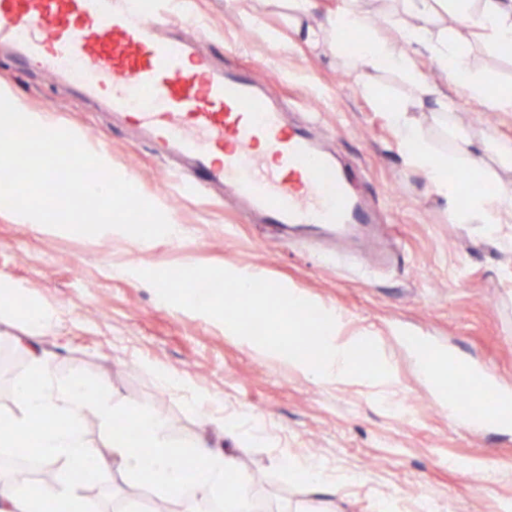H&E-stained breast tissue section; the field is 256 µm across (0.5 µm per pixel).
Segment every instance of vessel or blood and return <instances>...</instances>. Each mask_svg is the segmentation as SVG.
<instances>
[{
	"label": "vessel or blood",
	"mask_w": 512,
	"mask_h": 512,
	"mask_svg": "<svg viewBox=\"0 0 512 512\" xmlns=\"http://www.w3.org/2000/svg\"><path fill=\"white\" fill-rule=\"evenodd\" d=\"M189 24L140 0H0V44L132 118L177 160L188 192L227 188L245 214L269 224L346 235L371 223L349 171L288 125L249 74L215 67ZM440 388L449 412L471 423L498 408L488 370L460 358H449Z\"/></svg>",
	"instance_id": "1"
}]
</instances>
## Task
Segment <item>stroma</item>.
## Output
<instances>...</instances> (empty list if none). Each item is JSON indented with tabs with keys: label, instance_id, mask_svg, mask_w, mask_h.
<instances>
[{
	"label": "stroma",
	"instance_id": "1",
	"mask_svg": "<svg viewBox=\"0 0 512 512\" xmlns=\"http://www.w3.org/2000/svg\"><path fill=\"white\" fill-rule=\"evenodd\" d=\"M185 2L204 34L202 50L224 68L252 70L287 119L352 172L375 222L339 238L253 221L227 192L185 193L170 181L169 155L128 120L39 64L0 56V79L24 105L106 153L113 170L184 230L178 238L103 240L18 224L0 208V283L19 291L0 304V358L10 359L0 367V419L20 412L14 389L33 378L20 343L35 335L58 375L99 382L129 412L160 418L174 445L205 436L235 449L242 479H267L264 512H512V429L448 418L404 342L415 336L454 350L512 388V224L491 236L459 221L427 172L409 163L388 109L405 110L435 164L445 162L455 126L478 143L512 142V112L466 97L429 51L415 53V67L452 103L444 114L417 107L401 71L383 67L357 80L353 46L308 39L309 28L353 3L364 17L354 38L400 53L396 28L413 21L407 0H314L306 13L288 0ZM430 30L433 41L466 43L475 82L512 88V57L481 30L441 8ZM196 265L250 269L337 311L347 332L377 333L394 380L320 382L227 335L221 322L163 303L137 275ZM36 303L57 312L39 331L26 318ZM164 371L184 385L162 380ZM309 461L322 466L321 481L302 476ZM43 472L51 483L75 484L88 512H109L114 502L121 512H153L162 497L119 472L95 495L61 466Z\"/></svg>",
	"mask_w": 512,
	"mask_h": 512
}]
</instances>
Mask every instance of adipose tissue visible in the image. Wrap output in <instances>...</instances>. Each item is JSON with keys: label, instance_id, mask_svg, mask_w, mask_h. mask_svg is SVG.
Here are the masks:
<instances>
[{"label": "adipose tissue", "instance_id": "obj_1", "mask_svg": "<svg viewBox=\"0 0 512 512\" xmlns=\"http://www.w3.org/2000/svg\"><path fill=\"white\" fill-rule=\"evenodd\" d=\"M416 21L401 27L399 37L408 45H430L441 67L450 69L454 81L465 92L479 96L491 107L512 112V89L489 90L474 83L465 68L467 46L458 42H429L428 20L436 6L454 11L462 24L486 31L499 46H512V0H483L480 13H473L469 0H409ZM351 65L358 77L370 70L393 67L411 75L417 88L419 106L437 103L447 108V101H433L431 85L417 74L412 57L393 54L386 46L363 42ZM391 118L406 144L411 163L429 167L434 186L450 200L467 195L464 218H477L488 228L512 223V195L483 190L485 177L482 154H475L472 141L465 133H457L456 147L446 165L429 163V151L419 129L405 113L392 109ZM464 172L465 184L448 178L449 170ZM30 359L36 367L37 382L16 386L15 399L19 415L0 420V448L22 449L34 454L45 465H62L71 472L93 469L94 479L110 481L113 471L136 477L141 482L166 491L179 504L180 512H198L202 502L223 499L224 512H252L247 486H240L232 496H223L225 479L238 472V458L233 449L213 446L208 439L192 441L189 452L172 447L164 437V422L145 412L130 416L106 398L101 386L80 376L58 379L42 352L32 351ZM94 414L112 432V453L105 456L91 448L84 437L83 421ZM137 429L139 441H131L130 429ZM69 502L70 512H84V506L73 489L66 485L40 482H17L0 477V512H43L51 502Z\"/></svg>", "mask_w": 512, "mask_h": 512}]
</instances>
